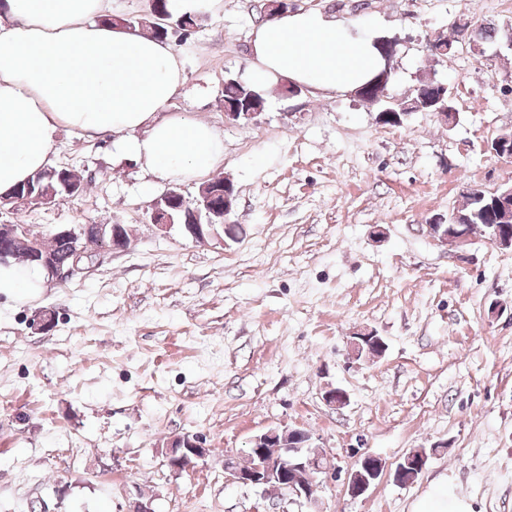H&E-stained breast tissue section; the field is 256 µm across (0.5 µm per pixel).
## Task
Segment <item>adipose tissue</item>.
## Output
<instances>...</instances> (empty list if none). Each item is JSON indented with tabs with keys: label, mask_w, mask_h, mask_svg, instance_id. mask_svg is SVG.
Wrapping results in <instances>:
<instances>
[{
	"label": "adipose tissue",
	"mask_w": 512,
	"mask_h": 512,
	"mask_svg": "<svg viewBox=\"0 0 512 512\" xmlns=\"http://www.w3.org/2000/svg\"><path fill=\"white\" fill-rule=\"evenodd\" d=\"M111 0H0V196L49 168L65 127L115 134L116 161H144L159 178H194L220 168L224 142L207 122L166 115L183 82L169 41L102 24ZM377 27L358 29L318 11L261 24L251 43L249 83L287 81L354 92L384 67ZM35 267L0 265V294L24 300L43 288ZM413 512H474L441 480Z\"/></svg>",
	"instance_id": "adipose-tissue-1"
}]
</instances>
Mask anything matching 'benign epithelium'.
I'll return each mask as SVG.
<instances>
[{"label": "benign epithelium", "mask_w": 512, "mask_h": 512, "mask_svg": "<svg viewBox=\"0 0 512 512\" xmlns=\"http://www.w3.org/2000/svg\"><path fill=\"white\" fill-rule=\"evenodd\" d=\"M491 195L490 212L495 218L493 231L487 236V242L500 249L512 250V185L499 186L489 190ZM236 196L233 185L226 181L220 187L204 186L199 189L198 197L189 200L177 187H171L152 204V221L157 230L166 232L173 227L169 209L181 205V209L189 214H198V208L204 207L206 213L212 215L208 223L222 225V232L215 230L195 235L192 240L205 244L209 241L224 243V239H235L240 226L230 221L234 211ZM455 223L445 224L438 217L428 225L429 235L439 244L452 248H461L471 243V234L467 225L461 222L459 215H454ZM91 232L101 244L100 251L122 252L126 249L124 237L119 224H87L78 228L56 229L48 237L63 240L69 247L71 261L67 265L57 264L37 243H32L26 258L41 264L50 279L62 282L69 275L85 269L93 263L92 255L85 252L79 245L80 237ZM27 236V226L24 224H0V263H6L16 257L14 243ZM374 339L378 351L385 349L382 337L372 330H365L351 337L348 342V356L352 360L371 358V348L363 343ZM323 401L330 407L340 409L348 405L349 395L341 389L332 387L322 396ZM276 444L281 453L267 456L264 445ZM208 449L201 446L198 438L179 437L172 441L166 453L167 465L174 471H185L193 468L196 461L204 458ZM416 451H411L393 471V479L402 486L413 484L424 471L427 458L425 455L415 457ZM247 457L252 464L243 467L238 465L237 456L228 452L225 455L224 478L226 481L253 487H265L271 483L282 484L288 493L298 499L311 500L316 486L313 484L314 475L328 467L324 452L312 446V437L308 431L300 427L283 429L273 428L250 441ZM390 472L387 462L379 456L367 454L356 468L349 474L347 492L353 497L364 495L380 478Z\"/></svg>", "instance_id": "obj_1"}]
</instances>
